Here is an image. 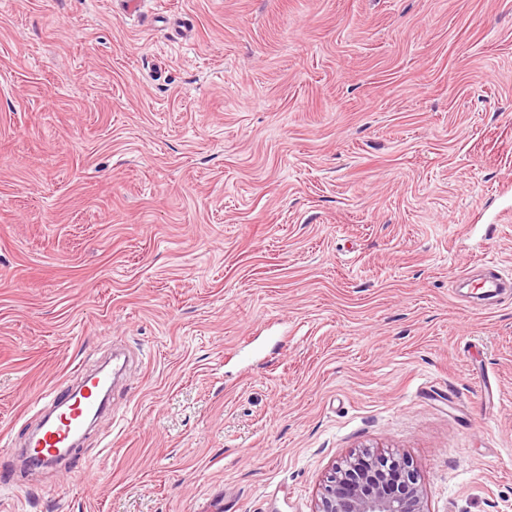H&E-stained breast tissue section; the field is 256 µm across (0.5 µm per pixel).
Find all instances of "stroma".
<instances>
[{
  "instance_id": "stroma-1",
  "label": "stroma",
  "mask_w": 512,
  "mask_h": 512,
  "mask_svg": "<svg viewBox=\"0 0 512 512\" xmlns=\"http://www.w3.org/2000/svg\"><path fill=\"white\" fill-rule=\"evenodd\" d=\"M512 0H0V512H313L351 453L512 512ZM109 383L112 385L108 374H84L77 385H61L45 394L37 404L47 407L42 423L26 446L30 457L44 462L58 460L59 450L69 448L87 419L103 410L99 390Z\"/></svg>"
}]
</instances>
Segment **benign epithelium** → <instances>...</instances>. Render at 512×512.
<instances>
[{"instance_id":"obj_1","label":"benign epithelium","mask_w":512,"mask_h":512,"mask_svg":"<svg viewBox=\"0 0 512 512\" xmlns=\"http://www.w3.org/2000/svg\"><path fill=\"white\" fill-rule=\"evenodd\" d=\"M314 512H427L409 460L353 453L326 478Z\"/></svg>"}]
</instances>
